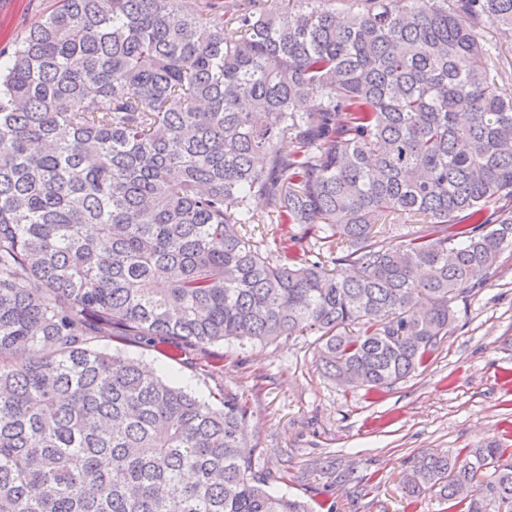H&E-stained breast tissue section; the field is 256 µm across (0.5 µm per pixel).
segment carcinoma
<instances>
[{"mask_svg": "<svg viewBox=\"0 0 512 512\" xmlns=\"http://www.w3.org/2000/svg\"><path fill=\"white\" fill-rule=\"evenodd\" d=\"M357 2L60 0L0 63V512H310L252 471L235 395L100 343L314 333L331 380L390 388L512 248L477 34L512 41V0ZM258 200L341 255L261 252ZM391 216L421 228L387 246ZM505 453L425 455L404 489L512 512Z\"/></svg>", "mask_w": 512, "mask_h": 512, "instance_id": "cac0c4a2", "label": "carcinoma"}]
</instances>
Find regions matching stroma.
Returning a JSON list of instances; mask_svg holds the SVG:
<instances>
[{"instance_id": "stroma-1", "label": "stroma", "mask_w": 512, "mask_h": 512, "mask_svg": "<svg viewBox=\"0 0 512 512\" xmlns=\"http://www.w3.org/2000/svg\"><path fill=\"white\" fill-rule=\"evenodd\" d=\"M57 6L0 0V49L10 50ZM247 230L271 254L286 239L297 249L320 248L316 226L278 223L262 203ZM454 309L427 367L377 392L347 391L326 378L312 335L217 344L194 366L171 346L133 341L123 350L201 399L228 392L245 402L253 470L270 492L300 498L312 512H459L430 493L405 495L402 479L429 453L512 448L511 249Z\"/></svg>"}]
</instances>
